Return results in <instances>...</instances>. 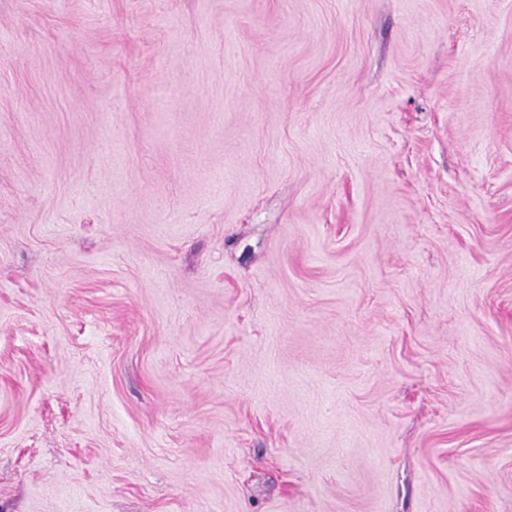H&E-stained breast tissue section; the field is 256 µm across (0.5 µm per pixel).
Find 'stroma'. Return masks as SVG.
<instances>
[{"label": "stroma", "instance_id": "1", "mask_svg": "<svg viewBox=\"0 0 512 512\" xmlns=\"http://www.w3.org/2000/svg\"><path fill=\"white\" fill-rule=\"evenodd\" d=\"M0 512H512V0H0Z\"/></svg>", "mask_w": 512, "mask_h": 512}]
</instances>
